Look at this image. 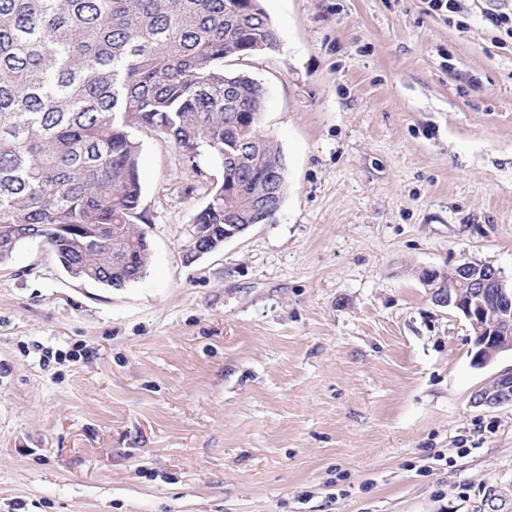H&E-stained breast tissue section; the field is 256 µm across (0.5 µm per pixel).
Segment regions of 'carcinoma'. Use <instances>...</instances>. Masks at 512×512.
Masks as SVG:
<instances>
[{"instance_id": "cac0c4a2", "label": "carcinoma", "mask_w": 512, "mask_h": 512, "mask_svg": "<svg viewBox=\"0 0 512 512\" xmlns=\"http://www.w3.org/2000/svg\"><path fill=\"white\" fill-rule=\"evenodd\" d=\"M278 45L261 0H0V242L26 224L64 271L114 289L136 281L150 259L138 227L149 132L221 167L193 220L221 249L236 179L225 153L247 141L241 165L285 166L261 121L236 122L263 115L265 89L224 62Z\"/></svg>"}]
</instances>
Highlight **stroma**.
Listing matches in <instances>:
<instances>
[{
  "label": "stroma",
  "instance_id": "1",
  "mask_svg": "<svg viewBox=\"0 0 512 512\" xmlns=\"http://www.w3.org/2000/svg\"><path fill=\"white\" fill-rule=\"evenodd\" d=\"M263 0L240 69L288 187L272 223L186 260L220 170L142 136L151 261L122 289L45 239L0 265V512L512 508V404L475 406L466 319L418 279L512 281V0Z\"/></svg>",
  "mask_w": 512,
  "mask_h": 512
}]
</instances>
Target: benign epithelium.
I'll list each match as a JSON object with an SVG mask.
<instances>
[{
    "label": "benign epithelium",
    "mask_w": 512,
    "mask_h": 512,
    "mask_svg": "<svg viewBox=\"0 0 512 512\" xmlns=\"http://www.w3.org/2000/svg\"><path fill=\"white\" fill-rule=\"evenodd\" d=\"M265 182L267 190L264 193L252 192L247 195L250 209H270L279 206L280 191L284 183L283 174L276 171L268 173ZM242 220L243 214L224 209V240L237 237L249 228ZM454 269L453 280L471 289V296L465 302L455 295L452 288L444 286L445 271L424 269L419 278L437 304L456 310L469 322L475 336L474 364H490L502 353L512 351V284L508 283L500 269L491 264L485 269H480L471 260L463 259L454 266ZM490 295L494 297L500 310V315L495 321L489 320L486 312L485 300ZM511 391L512 369H505L475 394L474 402L488 407L499 406L512 401L509 399Z\"/></svg>",
    "instance_id": "benign-epithelium-1"
}]
</instances>
